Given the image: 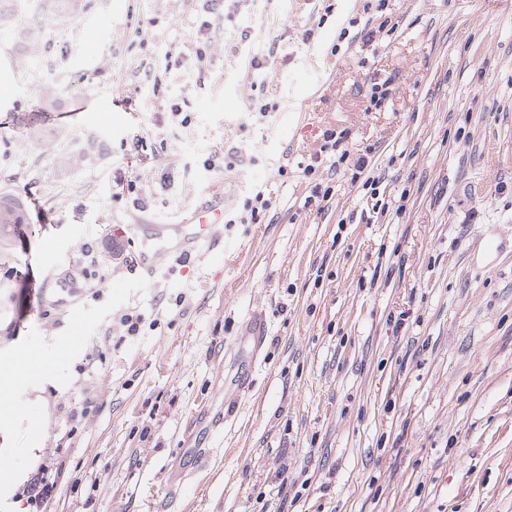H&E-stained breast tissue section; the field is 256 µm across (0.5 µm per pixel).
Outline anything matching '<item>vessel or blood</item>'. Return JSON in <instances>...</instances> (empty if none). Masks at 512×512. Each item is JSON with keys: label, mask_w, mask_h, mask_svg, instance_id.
Returning a JSON list of instances; mask_svg holds the SVG:
<instances>
[{"label": "vessel or blood", "mask_w": 512, "mask_h": 512, "mask_svg": "<svg viewBox=\"0 0 512 512\" xmlns=\"http://www.w3.org/2000/svg\"><path fill=\"white\" fill-rule=\"evenodd\" d=\"M224 221V203L219 196L200 198L188 216L176 224L137 222L132 226L134 238L144 244L140 253V266L154 270L160 256L169 254L188 255L199 248L218 244V224ZM266 320L252 316L247 324L242 343L251 355H259L268 337Z\"/></svg>", "instance_id": "obj_1"}]
</instances>
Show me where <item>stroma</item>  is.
I'll use <instances>...</instances> for the list:
<instances>
[{
  "label": "stroma",
  "mask_w": 512,
  "mask_h": 512,
  "mask_svg": "<svg viewBox=\"0 0 512 512\" xmlns=\"http://www.w3.org/2000/svg\"><path fill=\"white\" fill-rule=\"evenodd\" d=\"M42 3L20 0L0 24V192L38 201L0 287L12 470H30L33 446L60 448L72 475L51 512H512V0H336L328 17L321 0H213L204 69V0H81L20 57ZM272 47L258 75L249 62ZM255 82L277 104L260 121ZM329 130L345 158L306 175ZM129 134L139 155L120 147ZM229 149L234 167L203 169ZM119 175L147 220L209 191L228 212L259 190L274 207L152 275L104 265L99 298L58 296L48 273L132 223L131 200L112 196ZM317 184L331 190L321 209L306 202ZM131 308L147 325L124 340ZM256 313L269 336L238 394ZM94 343L106 359L88 376ZM25 350L41 364L21 379ZM86 390L97 406L67 436ZM231 397L235 420L168 498L207 437L201 415ZM45 24V19L40 17V13L34 18V23L29 25L23 40L18 43V54L30 56L35 54L41 48L42 44V30Z\"/></svg>",
  "instance_id": "1"
}]
</instances>
